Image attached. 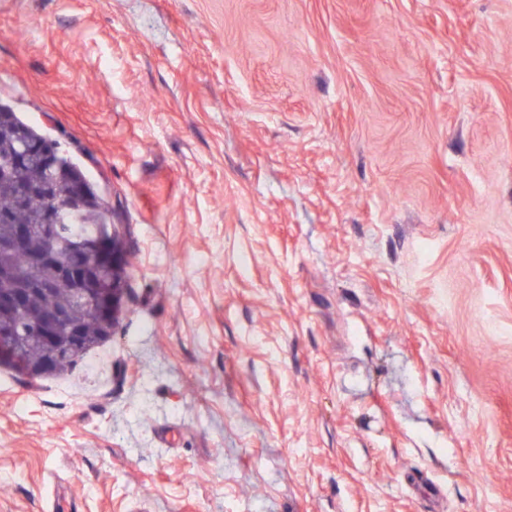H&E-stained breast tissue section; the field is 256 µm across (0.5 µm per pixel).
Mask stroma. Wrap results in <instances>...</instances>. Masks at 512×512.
Listing matches in <instances>:
<instances>
[{"label":"stroma","instance_id":"stroma-1","mask_svg":"<svg viewBox=\"0 0 512 512\" xmlns=\"http://www.w3.org/2000/svg\"><path fill=\"white\" fill-rule=\"evenodd\" d=\"M0 102L131 256L0 512H512V0H0Z\"/></svg>","mask_w":512,"mask_h":512}]
</instances>
